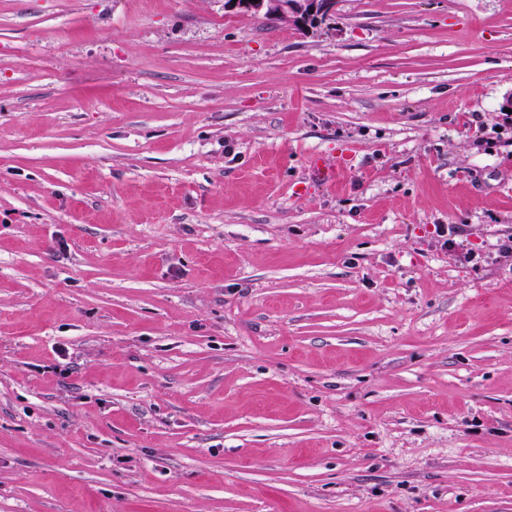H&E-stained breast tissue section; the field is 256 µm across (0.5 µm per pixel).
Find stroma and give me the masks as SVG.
I'll return each instance as SVG.
<instances>
[{
	"label": "stroma",
	"mask_w": 512,
	"mask_h": 512,
	"mask_svg": "<svg viewBox=\"0 0 512 512\" xmlns=\"http://www.w3.org/2000/svg\"><path fill=\"white\" fill-rule=\"evenodd\" d=\"M510 97L512 0H0V512H512ZM335 0H225L224 8L239 9L275 24L307 25L326 16Z\"/></svg>",
	"instance_id": "stroma-1"
}]
</instances>
